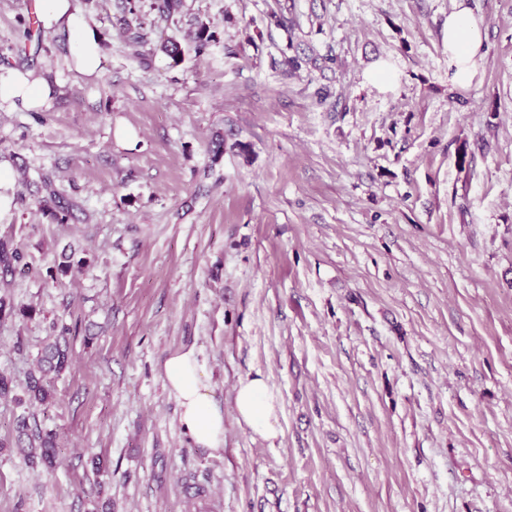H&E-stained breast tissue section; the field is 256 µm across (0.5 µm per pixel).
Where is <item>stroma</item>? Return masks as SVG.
<instances>
[{
    "label": "stroma",
    "instance_id": "1",
    "mask_svg": "<svg viewBox=\"0 0 512 512\" xmlns=\"http://www.w3.org/2000/svg\"><path fill=\"white\" fill-rule=\"evenodd\" d=\"M33 3L0 0V67L56 84L44 111L0 110V239L28 263L0 277V512H196L184 479L213 512H512V0H467L483 48L464 85L453 0H184L176 23L136 0L143 63L124 0H79L91 77L63 32L17 54ZM64 324L54 402L18 404ZM187 348L224 412L213 455L160 371ZM258 372L272 439L236 420ZM24 420L57 432L55 469L19 454Z\"/></svg>",
    "mask_w": 512,
    "mask_h": 512
}]
</instances>
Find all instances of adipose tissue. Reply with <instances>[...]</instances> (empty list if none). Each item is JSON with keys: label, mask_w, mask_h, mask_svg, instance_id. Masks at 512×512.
I'll return each mask as SVG.
<instances>
[{"label": "adipose tissue", "mask_w": 512, "mask_h": 512, "mask_svg": "<svg viewBox=\"0 0 512 512\" xmlns=\"http://www.w3.org/2000/svg\"><path fill=\"white\" fill-rule=\"evenodd\" d=\"M42 31L69 33L73 40L72 66L78 73L94 75L101 69L100 37L81 10L78 0H34ZM483 46L482 24L468 7L458 6L448 16V56L458 83H468ZM53 84L30 71L0 67V105L19 102L30 112L45 108ZM165 387L180 410V424L195 447L218 453L224 449V413L214 402L210 382L194 350L170 354L162 365ZM240 421L253 433L269 437L276 432L277 406L263 375L241 381L235 397Z\"/></svg>", "instance_id": "obj_1"}]
</instances>
